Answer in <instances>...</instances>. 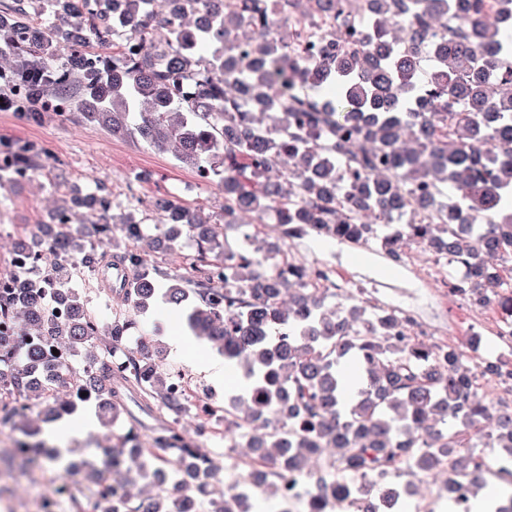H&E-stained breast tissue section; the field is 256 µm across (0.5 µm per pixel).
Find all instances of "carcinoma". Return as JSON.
<instances>
[{"label":"carcinoma","mask_w":512,"mask_h":512,"mask_svg":"<svg viewBox=\"0 0 512 512\" xmlns=\"http://www.w3.org/2000/svg\"><path fill=\"white\" fill-rule=\"evenodd\" d=\"M34 38L26 0L0 15V80L14 112L36 123L49 102L69 117L139 136L224 192V225L241 212L274 224L275 239L231 242L201 212L159 197L156 240L196 242L186 275L149 270L138 242L143 224L104 188L89 194L97 214L81 231L70 209L56 210L42 236L15 254L45 252V271L24 294L0 292V344L22 326L37 330L25 354L0 368V426L18 447L46 448L34 409L46 401L53 347L81 355L80 400L115 421L137 390L173 414L153 431L157 452L127 433L112 460L127 462L116 491L94 461H81L96 490L85 512H253L258 493L281 495L276 480L257 489L199 478L188 494L162 470L203 471L200 439L178 428L186 402L158 346L112 372L101 357L123 345L137 317L157 301L186 311L190 330L219 344L245 379L224 399V439L254 462L304 471L324 448L332 455L307 512H331L352 495L374 512H395L413 486L384 490L368 474H413L465 485L473 498L484 472L512 459V406L479 392L475 364L459 347L395 339L396 311L373 305L363 289L338 294L308 287L311 269L277 274L282 244L310 235L376 248L399 258L411 242L466 270L465 292L492 304L512 263V0H42ZM142 42L123 56L111 40ZM100 49L98 69L81 65L85 38ZM11 170L34 171L46 150L4 144ZM112 245L109 266L128 274L115 289L125 309L104 324L71 281L104 267L90 245ZM221 253L214 254L215 249ZM65 309V317L55 314Z\"/></svg>","instance_id":"cac0c4a2"}]
</instances>
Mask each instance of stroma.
Returning a JSON list of instances; mask_svg holds the SVG:
<instances>
[{"mask_svg":"<svg viewBox=\"0 0 512 512\" xmlns=\"http://www.w3.org/2000/svg\"><path fill=\"white\" fill-rule=\"evenodd\" d=\"M9 91L0 83V140L47 148L40 167L22 182L0 185V274L10 269L8 258L16 238L27 235L42 223L50 209L70 200L74 193L87 192L92 185L104 187L113 199L143 219L153 229L156 217L149 204L158 195L175 197L184 205L200 208L211 223L224 221V194L218 187H200L197 175L182 167L171 155L131 138H115L102 127L81 120H60L47 112L35 125L20 122L8 103ZM293 248L304 258L335 267L357 281L372 303L406 311L417 321L439 332H450L453 324L446 303L427 273L433 256L418 250L417 257L403 264L372 249L337 241L310 238L295 241ZM173 316L170 308L160 307L139 317L129 333L127 345L140 350L145 345L163 344V361L188 376L197 394L207 397L215 415L211 423L224 426V397L235 391V381L216 383L195 371L189 362L169 345L161 322ZM169 416L142 409L129 402L128 411L117 422L99 424L95 434L74 432L71 446L75 458L111 455L119 436L135 432L142 447L152 444V430ZM11 440L0 442V503L13 512H39L43 492L59 478L50 466L29 474L27 491L18 490L10 479Z\"/></svg>","mask_w":512,"mask_h":512,"instance_id":"1","label":"stroma"}]
</instances>
